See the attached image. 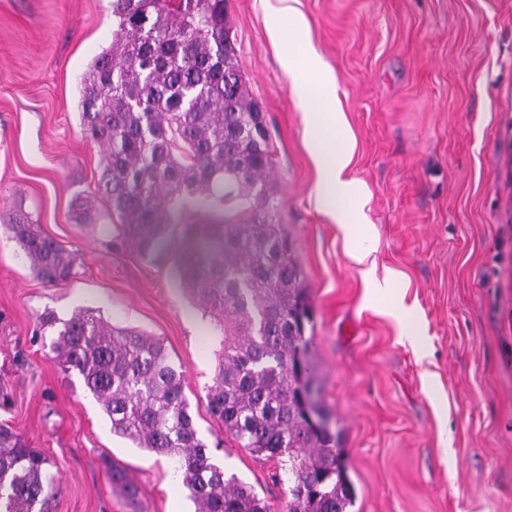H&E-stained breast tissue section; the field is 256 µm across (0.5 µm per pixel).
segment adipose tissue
Listing matches in <instances>:
<instances>
[{
    "mask_svg": "<svg viewBox=\"0 0 512 512\" xmlns=\"http://www.w3.org/2000/svg\"><path fill=\"white\" fill-rule=\"evenodd\" d=\"M292 94L303 105L305 142L318 174L315 202L344 238H354L359 226L351 204L358 193L346 170L355 143L343 113L336 110L335 93L302 79L294 82Z\"/></svg>",
    "mask_w": 512,
    "mask_h": 512,
    "instance_id": "adipose-tissue-1",
    "label": "adipose tissue"
}]
</instances>
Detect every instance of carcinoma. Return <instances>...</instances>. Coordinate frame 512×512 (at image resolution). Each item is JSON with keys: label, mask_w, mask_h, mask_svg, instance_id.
Here are the masks:
<instances>
[{"label": "carcinoma", "mask_w": 512, "mask_h": 512, "mask_svg": "<svg viewBox=\"0 0 512 512\" xmlns=\"http://www.w3.org/2000/svg\"><path fill=\"white\" fill-rule=\"evenodd\" d=\"M111 46L80 83L85 135L103 148L99 189L119 240L143 259L183 246L178 279L200 298L224 340L207 394L224 439L288 473L287 512H347L353 492L339 431L308 361L306 285L280 225L269 135L238 67L227 0H112ZM189 196L207 224L177 228ZM37 278L58 285L74 258L27 213H0ZM50 350L101 406L112 433L172 459L196 512H275L237 474L212 461L164 344L94 311L39 318ZM50 459L0 425V512H34L52 479ZM112 491L135 501L137 483L106 462Z\"/></svg>", "instance_id": "obj_1"}]
</instances>
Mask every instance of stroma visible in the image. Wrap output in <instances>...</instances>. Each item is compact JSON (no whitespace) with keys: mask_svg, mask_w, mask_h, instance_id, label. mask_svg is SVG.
<instances>
[{"mask_svg":"<svg viewBox=\"0 0 512 512\" xmlns=\"http://www.w3.org/2000/svg\"><path fill=\"white\" fill-rule=\"evenodd\" d=\"M238 62L270 132L281 224L312 308L310 364L341 432L350 512H512V0H228ZM278 23L279 36L269 27ZM112 43V0H0V211L23 208L74 258L43 283L0 232V412L51 462L44 512H194L167 457L113 434L80 378L36 335L49 311L90 309L160 338L206 440L222 336L179 288V252L150 263L114 237L98 188L101 147L80 126L79 88ZM312 45L355 141L348 178L368 226L370 288L317 207L284 48ZM411 309L407 337L395 301ZM216 462L273 494L277 460L236 444ZM137 501L116 498L103 458Z\"/></svg>","mask_w":512,"mask_h":512,"instance_id":"35a3bbf8","label":"stroma"}]
</instances>
